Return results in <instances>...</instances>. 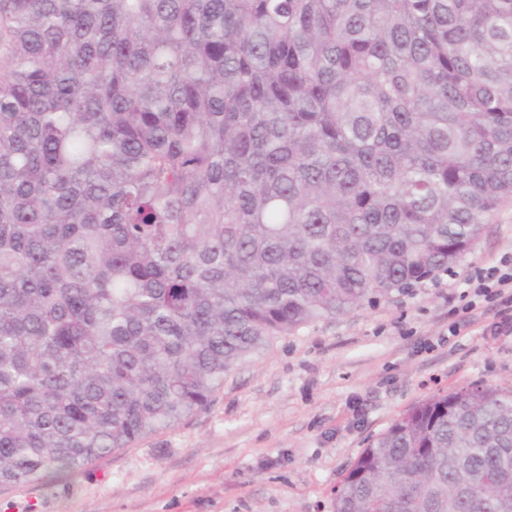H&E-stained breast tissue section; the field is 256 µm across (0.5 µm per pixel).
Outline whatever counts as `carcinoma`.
I'll return each instance as SVG.
<instances>
[{"label":"carcinoma","mask_w":512,"mask_h":512,"mask_svg":"<svg viewBox=\"0 0 512 512\" xmlns=\"http://www.w3.org/2000/svg\"><path fill=\"white\" fill-rule=\"evenodd\" d=\"M512 205V0H0V484L206 407ZM335 512H512V388L422 399Z\"/></svg>","instance_id":"1"}]
</instances>
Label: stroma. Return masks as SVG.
Segmentation results:
<instances>
[{
  "mask_svg": "<svg viewBox=\"0 0 512 512\" xmlns=\"http://www.w3.org/2000/svg\"><path fill=\"white\" fill-rule=\"evenodd\" d=\"M507 253L512 206L453 273L275 339L174 427L46 481L0 486V512H334L345 470L418 400L512 387V335H492L491 307L464 311L462 297L469 276Z\"/></svg>",
  "mask_w": 512,
  "mask_h": 512,
  "instance_id": "stroma-1",
  "label": "stroma"
}]
</instances>
